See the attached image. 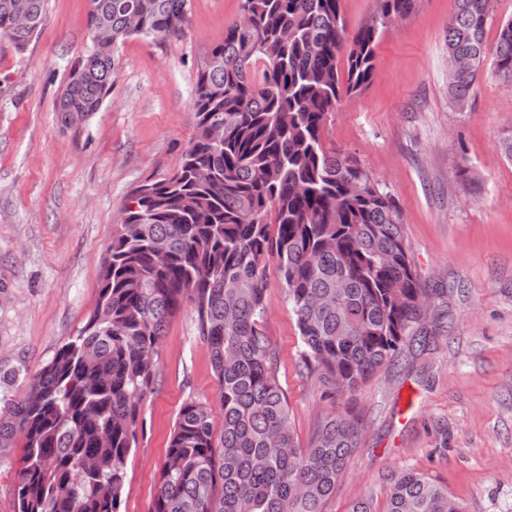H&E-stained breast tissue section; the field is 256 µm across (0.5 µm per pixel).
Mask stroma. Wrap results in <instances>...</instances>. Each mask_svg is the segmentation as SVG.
Returning a JSON list of instances; mask_svg holds the SVG:
<instances>
[{
    "mask_svg": "<svg viewBox=\"0 0 512 512\" xmlns=\"http://www.w3.org/2000/svg\"><path fill=\"white\" fill-rule=\"evenodd\" d=\"M454 0H418L389 27L371 82L328 118V150L354 158L398 202L412 267L431 306L424 346L404 350L356 390L329 393L304 369L276 268L264 330L300 445L338 411L362 431L324 512L371 499L384 512L394 475L414 470L466 512H512V164L498 153L512 90L485 59L464 110L448 98L445 32ZM87 0H49L24 51L0 38V385L26 379L84 325L105 250L142 184L177 170L196 135V71L240 0H191L180 40L119 50L111 94L60 121L57 94L90 39ZM211 351L193 307L170 318L140 406L122 512H150L170 432L191 399L217 407Z\"/></svg>",
    "mask_w": 512,
    "mask_h": 512,
    "instance_id": "35a3bbf8",
    "label": "stroma"
}]
</instances>
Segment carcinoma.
<instances>
[{
  "mask_svg": "<svg viewBox=\"0 0 512 512\" xmlns=\"http://www.w3.org/2000/svg\"><path fill=\"white\" fill-rule=\"evenodd\" d=\"M0 0V37L24 49L48 0H23L32 26ZM112 46H91L56 101L67 118L112 92L130 37L170 42L191 0H87ZM417 0H375L379 19L348 34L341 0H240L241 20L197 70L194 140L171 176L140 186L108 245L99 295L77 335L0 406V449L24 438L15 512H120L140 405L154 381L168 320L189 302L209 345L223 412L187 401L171 432L150 512H323L358 446L360 420L326 418L298 445L263 330L274 259L304 365L336 392L357 389L416 341L429 300L410 262L402 211L322 133L340 101L373 77L375 47ZM492 0H455L445 35L448 95L462 110L486 57ZM494 73L512 83V18L502 21ZM385 512H464L414 471L397 475Z\"/></svg>",
  "mask_w": 512,
  "mask_h": 512,
  "instance_id": "obj_1",
  "label": "carcinoma"
}]
</instances>
